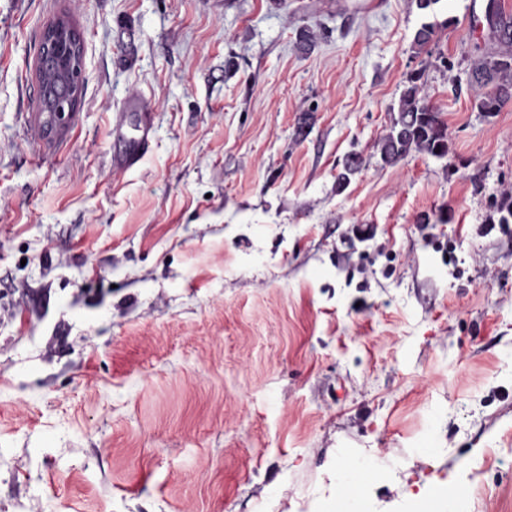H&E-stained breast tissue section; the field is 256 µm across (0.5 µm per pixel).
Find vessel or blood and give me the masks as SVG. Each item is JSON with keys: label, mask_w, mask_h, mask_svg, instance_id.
Returning a JSON list of instances; mask_svg holds the SVG:
<instances>
[{"label": "vessel or blood", "mask_w": 512, "mask_h": 512, "mask_svg": "<svg viewBox=\"0 0 512 512\" xmlns=\"http://www.w3.org/2000/svg\"><path fill=\"white\" fill-rule=\"evenodd\" d=\"M153 128L152 114L138 109L136 101H126L111 129L116 168L129 170L139 165L151 147Z\"/></svg>", "instance_id": "1"}]
</instances>
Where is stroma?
I'll list each match as a JSON object with an SVG mask.
<instances>
[{
  "instance_id": "1",
  "label": "stroma",
  "mask_w": 512,
  "mask_h": 512,
  "mask_svg": "<svg viewBox=\"0 0 512 512\" xmlns=\"http://www.w3.org/2000/svg\"><path fill=\"white\" fill-rule=\"evenodd\" d=\"M484 4L0 0V512H344L364 470L363 512H448V488L512 512V101L474 107ZM61 16L85 86L49 141ZM413 73L449 153L384 167ZM132 97L153 145L120 171ZM64 45H70L71 48V55L68 50L64 51L62 65V70L72 86L70 97H66L70 93V85L60 71L58 56L55 60L43 57L38 60L37 81L40 105L46 104L44 97L46 88L55 96L63 97L50 101L47 112H43V110L37 112V121L42 134L50 139L61 138L76 116L83 86L84 43L80 33L71 28L64 20H57L53 25L46 26L41 36L37 54L45 57L50 56ZM48 112H57L65 117L70 115L71 112L73 114L67 118L63 126L51 127L47 121Z\"/></svg>"
}]
</instances>
